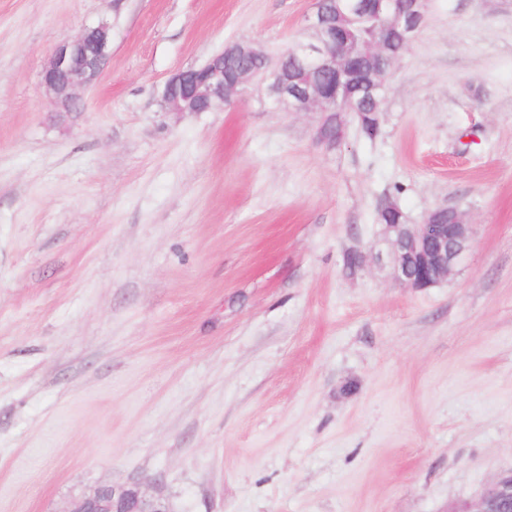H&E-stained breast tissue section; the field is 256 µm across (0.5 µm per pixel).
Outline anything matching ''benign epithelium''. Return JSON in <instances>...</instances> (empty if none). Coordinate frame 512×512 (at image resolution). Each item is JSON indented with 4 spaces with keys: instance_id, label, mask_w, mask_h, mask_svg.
<instances>
[{
    "instance_id": "7a95c632",
    "label": "benign epithelium",
    "mask_w": 512,
    "mask_h": 512,
    "mask_svg": "<svg viewBox=\"0 0 512 512\" xmlns=\"http://www.w3.org/2000/svg\"><path fill=\"white\" fill-rule=\"evenodd\" d=\"M428 0H409L406 11L390 16L377 37L362 44L351 42L336 27L335 16L367 15L376 0H334V13L316 10L308 29L317 33L312 42L301 45L302 66L288 68L281 63L263 69L247 67L225 77V61L269 56L247 42H236L214 54L198 69L179 71L164 86L163 102L169 112H207L235 101L256 80L267 83L268 95L278 107L290 112L326 113L336 106L359 114L355 79L361 74L359 60L388 61V67L370 72L372 88H384L399 56L388 55L389 29L400 28L403 42L410 45L426 20ZM111 53V34L102 23L88 28L72 40L55 45L41 83L52 101L70 111L79 108L76 89L92 84ZM430 210L419 224L403 222L383 225L391 244L395 280L413 289L432 287L446 279L461 255L470 248L474 225L457 214L451 224L434 221ZM65 512H173L166 497L150 494L140 480L121 485H104L74 497ZM452 512H512V472L495 477L474 501Z\"/></svg>"
}]
</instances>
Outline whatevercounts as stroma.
<instances>
[{
	"instance_id": "1",
	"label": "stroma",
	"mask_w": 512,
	"mask_h": 512,
	"mask_svg": "<svg viewBox=\"0 0 512 512\" xmlns=\"http://www.w3.org/2000/svg\"><path fill=\"white\" fill-rule=\"evenodd\" d=\"M315 9L0 0V512L134 478L174 512H450L512 471V0H430L372 140L319 144L262 83L165 111ZM101 23L64 112L42 71ZM390 201L475 224L447 279L395 282Z\"/></svg>"
}]
</instances>
